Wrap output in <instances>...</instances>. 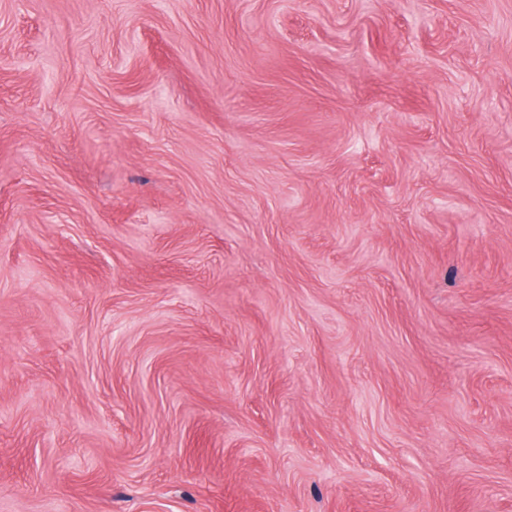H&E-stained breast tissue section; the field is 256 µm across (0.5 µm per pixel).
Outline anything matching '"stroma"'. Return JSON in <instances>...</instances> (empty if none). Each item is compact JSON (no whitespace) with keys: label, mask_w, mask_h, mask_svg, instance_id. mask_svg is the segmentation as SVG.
Segmentation results:
<instances>
[{"label":"stroma","mask_w":512,"mask_h":512,"mask_svg":"<svg viewBox=\"0 0 512 512\" xmlns=\"http://www.w3.org/2000/svg\"><path fill=\"white\" fill-rule=\"evenodd\" d=\"M0 512H512V0H0Z\"/></svg>","instance_id":"1"}]
</instances>
